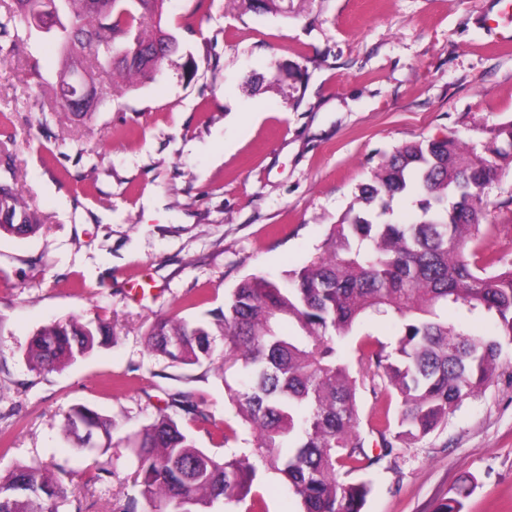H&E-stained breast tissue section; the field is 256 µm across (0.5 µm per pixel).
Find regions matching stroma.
I'll list each match as a JSON object with an SVG mask.
<instances>
[{"label": "stroma", "mask_w": 512, "mask_h": 512, "mask_svg": "<svg viewBox=\"0 0 512 512\" xmlns=\"http://www.w3.org/2000/svg\"><path fill=\"white\" fill-rule=\"evenodd\" d=\"M164 17L177 52L117 91L97 72L106 101L86 117L58 104L53 35L0 36V187L41 226L0 234V475L62 472L61 512H122L135 467L123 440L162 412L197 447L251 453L220 361L152 352L157 318L211 319L246 276L306 264L395 148L477 146L512 120V0H293L284 16L166 0ZM488 196L485 247L512 257V171ZM71 318L113 335L64 368L32 369V335ZM75 405L112 419L106 454L74 450L63 423ZM467 476L463 512H512V355L444 427L365 472L363 512H433ZM254 487L267 512H297L273 472L257 467Z\"/></svg>", "instance_id": "1"}]
</instances>
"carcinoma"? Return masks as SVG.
<instances>
[{"instance_id": "1", "label": "carcinoma", "mask_w": 512, "mask_h": 512, "mask_svg": "<svg viewBox=\"0 0 512 512\" xmlns=\"http://www.w3.org/2000/svg\"><path fill=\"white\" fill-rule=\"evenodd\" d=\"M21 0H0L9 19L26 26ZM165 0H65L72 18L65 39L89 48L105 63L135 46L150 50L171 37ZM128 78L150 77L149 59L118 61ZM512 168V121L491 130L481 149L452 138L405 144L359 187L361 206L352 219L329 228L322 253L278 279L250 275L231 290L224 311L210 322L176 315L157 319L152 350L177 364L224 358V388L242 423L252 431L254 454L299 498V512H362L370 493L364 480L338 478L365 471L391 455L396 442L424 437L477 390L490 385L504 350L512 349V259L486 254L489 223L485 190ZM411 196L419 211L406 223L394 215L395 199ZM40 228L30 214L22 224H0V233L31 235ZM372 316H387L398 340L389 349L367 336L358 368L344 352L346 340ZM496 320L497 333L482 337L465 323ZM113 335L104 322L76 319L38 330L27 359L35 369L63 367ZM224 348L216 352L215 337ZM384 370L393 390L372 385L374 396L393 397L371 424L380 453L369 456L359 431V389L364 372ZM112 421L77 405L64 415L75 449L91 438L111 439ZM135 456L134 486L124 512L139 500L152 512H213L249 503L266 512L252 491L256 468L248 459L220 456L196 446L172 417L159 414L125 437ZM473 480L434 512H462ZM63 482L38 467L20 465L0 477V512H59Z\"/></svg>"}]
</instances>
